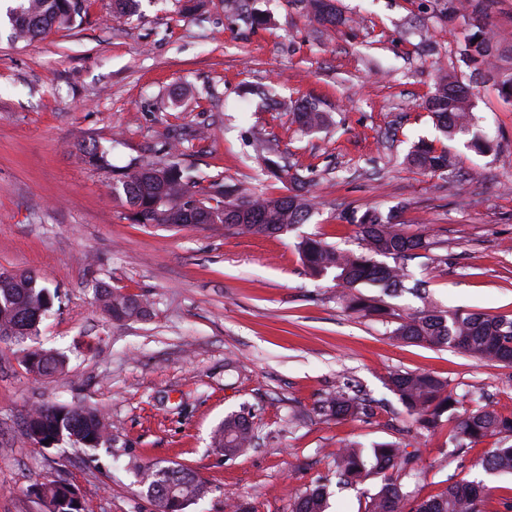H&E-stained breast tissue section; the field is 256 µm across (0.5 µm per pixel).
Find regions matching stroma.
<instances>
[{
	"instance_id": "obj_1",
	"label": "stroma",
	"mask_w": 512,
	"mask_h": 512,
	"mask_svg": "<svg viewBox=\"0 0 512 512\" xmlns=\"http://www.w3.org/2000/svg\"><path fill=\"white\" fill-rule=\"evenodd\" d=\"M455 0H336L344 22L325 31L298 0H209L177 13L174 0H141L129 17L111 0H88L81 20L30 42L0 17V270L27 271L60 301L38 342L65 355L62 373L29 375L0 344V512H45L30 488L63 477L87 512H155L138 466L175 463L211 488L190 512H292L297 498L331 484L328 512H363L384 482L374 474L336 486L335 459L349 443L396 442L414 456L393 472L409 500L461 480L491 489L486 512H512V475L478 463L494 439L457 449L455 429L410 433L387 389L393 371L447 381L464 407L512 415V367L448 347L393 336L398 315L431 301L445 310L512 316V98L476 82L461 60L467 29ZM267 15L253 26L249 12ZM472 83L474 114L496 144L479 154L444 142L423 103L436 69ZM315 101L331 124L300 135L287 114L248 98L251 85ZM276 143L307 183L317 210L282 235H227L193 226L131 223L112 193V166L181 143L199 172L223 174L279 196L253 158V137ZM120 146H113V139ZM449 146L452 173H424L405 157L419 140ZM110 168L90 166L88 145ZM394 213L431 248L406 264L394 315L365 317L339 303L332 276L303 267L296 243L317 236L360 251L342 214ZM100 283L145 295L151 314L115 323L95 296ZM347 387L365 415L320 414ZM42 403L97 408L111 449L43 448L25 431ZM242 412L259 439L225 457L211 442L225 414Z\"/></svg>"
}]
</instances>
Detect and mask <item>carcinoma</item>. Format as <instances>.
I'll return each mask as SVG.
<instances>
[{"label":"carcinoma","instance_id":"carcinoma-1","mask_svg":"<svg viewBox=\"0 0 512 512\" xmlns=\"http://www.w3.org/2000/svg\"><path fill=\"white\" fill-rule=\"evenodd\" d=\"M86 0H16L11 20L14 38L27 41L49 34L53 29L71 26L85 11ZM493 0H465L463 17L469 28L461 56L473 65V74L494 83L512 97V66L499 64L500 39L488 23ZM303 8L323 25L335 26L339 15L332 0H300ZM256 94L275 109L283 108L287 98L275 86L266 85ZM426 108L447 141L470 136L468 145L479 153L492 150V143L473 132L472 95L468 86L450 72H439L435 91ZM292 123L304 134L317 132L328 123V115L313 101L300 100L290 107ZM256 160L268 178L288 185V194L271 196L257 193L241 182H227L224 175L210 176L207 185L179 160L180 144H172L152 159L134 158L116 173L114 192L128 206V219L134 224L171 228L205 226L222 228L230 235L286 234L306 223L316 204L304 190L302 179L286 162L274 159L278 146L264 138L254 143ZM87 162L96 168L110 166L107 154L97 146L83 149ZM409 164L428 172H453L448 147L436 149L419 142L407 154ZM365 242L360 252L343 250L322 239L303 236L297 249L308 273L313 277L332 274L338 284L350 289L339 296L345 307L364 316L382 317L390 307L381 299L354 294L351 289L369 284L390 296L403 287L404 261L427 250L430 243L423 235L406 236L397 225L378 212H364L354 220ZM391 258L393 263L382 261ZM96 299L114 322L143 319L151 305L138 294L120 287L100 285ZM51 308L48 288L28 272H0V342L22 353L28 373L49 376L65 368L63 354L34 345L39 324ZM392 334L397 338L431 346L455 347L479 360L512 367V318L489 316L461 310H441L433 305L401 318ZM387 388L398 398L412 425L428 432L443 423L454 421L459 445L475 443L492 436H512V416L481 407L459 412V402L447 389V382L419 372L389 373ZM321 409L336 418H353L362 406L358 399L340 389L330 394ZM26 433L35 442L49 438L55 442L69 440L85 448H99L108 442L107 429L100 411L92 407L43 404L26 420ZM256 429L249 417L231 413L213 431V443L224 449V456L234 457L255 446ZM412 465V458L393 442L379 443L369 449L346 445L336 458V477L345 485L361 482L373 473ZM486 471L512 473V446H498L487 451L481 461ZM140 482L155 501L158 512H188L193 504L207 495L206 486L193 472L173 465L148 463L138 473ZM45 491L60 505V512H85L69 497L73 484L62 478L44 484ZM488 494L480 481L460 480L436 496L408 505L401 485L389 478L370 497L365 512H484ZM325 487L306 490L294 504L293 512H326Z\"/></svg>","mask_w":512,"mask_h":512}]
</instances>
